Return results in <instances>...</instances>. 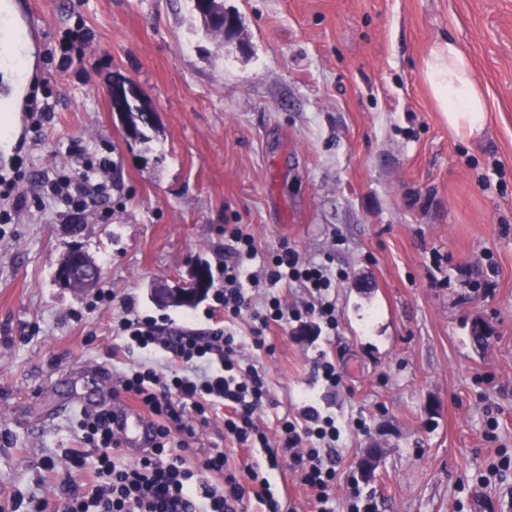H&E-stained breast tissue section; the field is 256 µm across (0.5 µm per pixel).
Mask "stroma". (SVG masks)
<instances>
[{"mask_svg": "<svg viewBox=\"0 0 512 512\" xmlns=\"http://www.w3.org/2000/svg\"><path fill=\"white\" fill-rule=\"evenodd\" d=\"M17 2L31 20L26 79L51 118L27 134L11 121L0 141V168L23 165L31 198L0 224L5 512L89 489L96 451L66 404L93 388L112 404L113 374L145 360L112 331L125 303L199 334L223 326L212 299L163 308L150 289L189 283L200 262L222 288L228 224L254 235L252 272L287 246L343 274L336 329L291 320L259 350L249 318L233 327L266 374L268 434L308 404L335 417V512L356 494L375 512H512V471L502 485L476 481L512 457V0H224L242 21L237 41L207 34L190 0ZM444 38L495 97L479 138L452 134L425 86L422 60ZM117 81L155 116L146 140L112 109ZM79 144L111 161L112 215L75 229L42 191L81 171ZM71 248L101 268L89 290L54 280ZM322 357L342 375L336 389L317 376ZM357 418L365 430L350 429ZM373 446L382 454L365 475ZM213 450L233 465L266 457L225 440L218 417L173 452L193 469ZM67 455L83 470L52 472ZM279 464L269 480L282 512H313L287 455Z\"/></svg>", "mask_w": 512, "mask_h": 512, "instance_id": "stroma-1", "label": "stroma"}]
</instances>
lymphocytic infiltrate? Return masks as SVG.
<instances>
[{
  "label": "lymphocytic infiltrate",
  "mask_w": 512,
  "mask_h": 512,
  "mask_svg": "<svg viewBox=\"0 0 512 512\" xmlns=\"http://www.w3.org/2000/svg\"><path fill=\"white\" fill-rule=\"evenodd\" d=\"M87 177L68 175L53 181L52 195L68 200L73 220L106 196L111 161L94 155L85 162ZM224 286L215 295V307L222 310L225 328L207 336L190 332L164 335L148 317H121L115 330L126 340L127 349L148 352L147 361L137 369L112 380V391L135 401L151 417L155 441L151 450L134 462H124L120 440L112 427V411L101 408L83 413L80 427L87 445L96 448L95 473L101 482L91 492L67 491L54 500L39 499L35 512H237L246 494L266 503L268 512H280L271 484L260 466L229 465L224 452L204 458L198 470L185 467L170 448L175 434L194 436L195 428L208 424L213 411L224 412V435L243 448L267 451L269 468L279 465V452H287L292 469L299 471L302 483L314 493L317 512H333L336 490V462L333 458L340 431L332 416L305 406L300 417L282 421L280 451H272L267 433L257 422V413L268 400L270 390L262 369L246 361L244 343L230 325L250 316L252 342L263 347L271 324L288 318V306L279 297L268 296L253 306L250 287L258 277L245 266L257 252L253 235L240 225L225 227ZM269 283H296L318 297L307 305V313L336 324V301L331 296L333 276L321 265L300 260L295 251L283 249L270 256L266 266ZM161 362L178 364V371L163 377L156 366ZM202 481H195V474Z\"/></svg>",
  "instance_id": "obj_1"
}]
</instances>
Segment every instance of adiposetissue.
Instances as JSON below:
<instances>
[{
	"label": "adipose tissue",
	"instance_id": "ef3b65f1",
	"mask_svg": "<svg viewBox=\"0 0 512 512\" xmlns=\"http://www.w3.org/2000/svg\"><path fill=\"white\" fill-rule=\"evenodd\" d=\"M426 85L450 131L476 138L492 110L488 92L474 77L472 58L454 41L435 42L422 61Z\"/></svg>",
	"mask_w": 512,
	"mask_h": 512
}]
</instances>
